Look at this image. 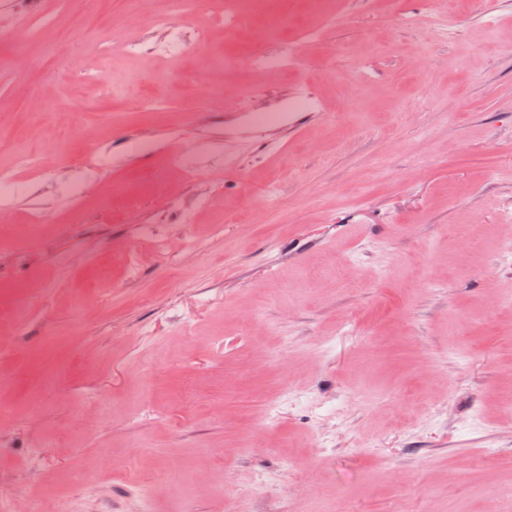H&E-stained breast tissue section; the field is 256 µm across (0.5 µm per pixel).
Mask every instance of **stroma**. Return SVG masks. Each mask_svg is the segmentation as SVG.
Returning <instances> with one entry per match:
<instances>
[{
    "mask_svg": "<svg viewBox=\"0 0 512 512\" xmlns=\"http://www.w3.org/2000/svg\"><path fill=\"white\" fill-rule=\"evenodd\" d=\"M447 6L155 0L173 51L127 0H0V169L38 162L0 208V500L512 512V0Z\"/></svg>",
    "mask_w": 512,
    "mask_h": 512,
    "instance_id": "35a3bbf8",
    "label": "stroma"
}]
</instances>
